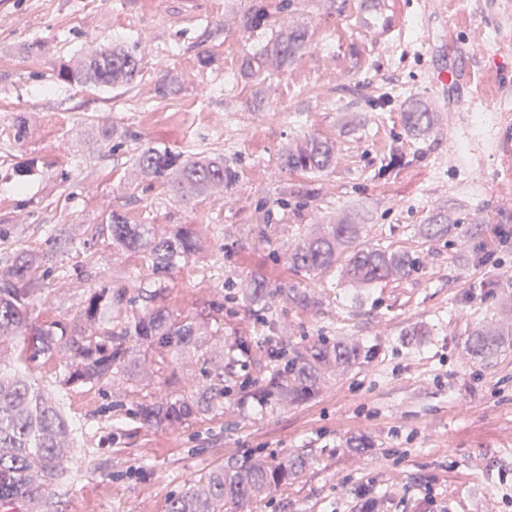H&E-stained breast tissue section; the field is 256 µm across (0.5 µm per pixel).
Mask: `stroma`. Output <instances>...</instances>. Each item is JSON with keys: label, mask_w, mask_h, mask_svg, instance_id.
<instances>
[{"label": "stroma", "mask_w": 512, "mask_h": 512, "mask_svg": "<svg viewBox=\"0 0 512 512\" xmlns=\"http://www.w3.org/2000/svg\"><path fill=\"white\" fill-rule=\"evenodd\" d=\"M419 2L396 0L398 24L382 37L360 28L358 0H294L290 14L270 0L256 31L243 24L252 0H0V228L13 249H45L55 224L66 240L53 263L68 277L46 279L33 323L76 317L84 292L107 277L120 283L138 264L104 239L84 249L92 226L111 213L160 235L195 225L224 255L223 278L189 259L170 272L160 296L142 293L133 308L202 322L198 351L162 361L146 352L108 386L69 392L68 411L84 422L90 453L71 461L80 480L56 484L58 512H166L177 487L205 489L207 471L249 448L268 460L301 452L308 466L241 512H349L368 484L385 492L382 512H512V481L502 478L512 470V362L485 368L466 352L475 326L512 324V115L485 136L472 128L482 98L501 105V87L512 86V15L494 0H447L444 36L469 52L470 72L468 83L440 95L427 73L444 58L422 32L440 28L420 15ZM294 22L308 31L305 49L287 64L269 62L260 80L243 77L242 57ZM132 42L140 72L128 85L71 86L51 64ZM36 43L44 53L33 51ZM203 55L213 64L201 66ZM163 78L172 92L160 108ZM377 83L396 92L381 110L369 102ZM412 100L435 113L432 130L417 140L403 130ZM20 114L30 133L19 143ZM102 121L117 149L97 142ZM306 137L335 142L336 165L305 206L281 204L282 187L304 178L282 170L279 157ZM217 138L238 173L219 198L181 201L166 186L148 185L135 163L148 146L192 156ZM399 138L415 163L390 180L373 179ZM346 213L369 240L423 251L424 268L361 296L336 275L289 268L281 254L309 225ZM436 213L450 231L428 242L420 226ZM256 275L279 290L280 339L309 340L332 323L354 342L379 346V357L332 370L301 403L261 409L231 399L214 418L139 425L125 406L133 392L190 390L201 368L232 367L235 337L260 335L246 302L215 308L224 279L243 289ZM293 288L313 306L294 304ZM357 434L372 448H347Z\"/></svg>", "instance_id": "obj_1"}]
</instances>
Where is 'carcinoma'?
Wrapping results in <instances>:
<instances>
[{
    "label": "carcinoma",
    "mask_w": 512,
    "mask_h": 512,
    "mask_svg": "<svg viewBox=\"0 0 512 512\" xmlns=\"http://www.w3.org/2000/svg\"><path fill=\"white\" fill-rule=\"evenodd\" d=\"M268 17L263 0H255L244 25L257 28ZM307 31L301 25L287 26L259 51L243 56V76L259 79L269 59L285 64L306 45ZM58 79L76 86L112 87L130 83L138 74L134 51L120 45L96 49L71 66L58 60ZM410 136L424 137L433 125V113L419 103L408 106L403 116ZM414 158L403 146H393L384 155L375 176L384 178ZM336 163V143L307 137L280 155V165L291 173L314 175ZM136 164L150 183L168 186L181 199L200 198L210 186L232 185L233 166L224 156L200 154L184 159L179 153L147 147ZM447 217L437 214L423 225L427 241L448 236ZM94 236L107 238L114 248L137 254L141 267L126 274L119 286L103 285L85 296L78 322L35 326L31 313L44 293V279L50 273L52 254L48 251L5 249L0 256V505L18 501L34 492L41 494V508H48L52 484L66 470L82 425L69 415L65 397L75 386H104L136 363L134 348L158 354L189 350L204 335L192 318L174 320L161 308H149L123 320V309L135 305L142 288L141 272L148 271L150 285H162L175 265L206 253L197 232L187 224H176L163 236L151 224H129L112 214L95 226ZM366 229L348 219L314 224L288 250V265L307 275L337 272L340 281L354 288H373L382 282H399L419 269L414 253L365 241ZM278 289L261 277L252 279L245 292L248 305L260 314V323L271 329L272 299ZM267 345L264 376L257 382L242 383L231 374L218 372L208 384L183 394L134 398V419L143 426L179 427L204 415L224 411V398L249 394L273 407L288 401L313 397L319 381L333 368H350L376 356L374 346L353 344L332 333L307 343L281 344L273 336H244L234 343L235 352L249 359L253 345ZM470 355L480 362H492L512 353V326L494 330L476 327L467 338ZM56 360L62 374L58 388L46 392L26 375L39 357ZM305 455L292 454L281 460L258 459L256 454L234 464L221 465L205 475L208 492L198 493L185 486L173 494L167 512H223L227 504L238 506L269 494L302 473Z\"/></svg>",
    "instance_id": "carcinoma-1"
}]
</instances>
